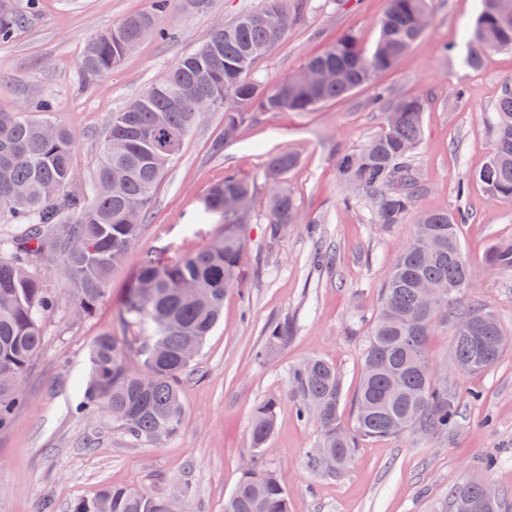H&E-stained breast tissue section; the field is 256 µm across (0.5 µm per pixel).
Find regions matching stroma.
Returning <instances> with one entry per match:
<instances>
[{"mask_svg":"<svg viewBox=\"0 0 512 512\" xmlns=\"http://www.w3.org/2000/svg\"><path fill=\"white\" fill-rule=\"evenodd\" d=\"M13 2L27 21L11 40L0 42V112L23 117L28 105L51 103V120L75 136V193L88 187L111 114L193 52L213 26L261 5L210 0L197 11L186 0H173L170 37L144 40L107 80L89 87L79 68L87 39L129 14L150 10L152 0ZM387 6L388 0H306L287 35L255 61L254 74L270 84L287 78L347 34L372 47ZM481 9V0H429L425 34L375 84L310 112L255 111L219 153L211 144L224 132V114H209L165 174L138 241L112 272L107 297L90 316L64 311L44 322L43 347L24 378L27 402L0 433V512H70L76 501L107 486L177 496L184 512H224V500L250 459L282 476L290 512H436L451 490L471 479L506 492L512 503V343L492 368L461 374L451 367V329L437 324L426 351L433 363L449 369L446 383L461 409L456 427L445 434L414 429L366 441L335 475L310 467L320 427L296 417L288 387L293 366L312 357L334 364L344 386L340 420L351 425L383 277L414 231L410 223H368L363 204L344 201L339 154L384 130V111L372 105L380 88L394 97L426 98L424 135L415 154L426 190L417 208L466 206L469 219L459 237L478 277L461 302L494 308L512 340V271L484 263L491 246L512 242V203L494 200L472 178L493 152L489 119L504 83L512 80V50L486 51L475 69L463 65L461 33ZM282 149L298 158L287 181L302 221L273 239L264 168L268 154ZM230 171L253 186L244 281L225 297L220 323L182 377L180 431L152 444L127 435L107 412L74 414L73 383L87 374L94 337L137 334L121 326L118 310L142 256L163 251L178 258L216 240L222 219L201 221L197 214L202 199ZM462 180L467 188L461 196ZM284 320L294 323V335L266 360L255 361L254 349ZM270 397L278 401L276 427L269 450L258 456L250 423L255 408Z\"/></svg>","mask_w":512,"mask_h":512,"instance_id":"stroma-1","label":"stroma"}]
</instances>
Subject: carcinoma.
I'll return each mask as SVG.
<instances>
[{"label": "carcinoma", "instance_id": "carcinoma-1", "mask_svg": "<svg viewBox=\"0 0 512 512\" xmlns=\"http://www.w3.org/2000/svg\"><path fill=\"white\" fill-rule=\"evenodd\" d=\"M170 4L154 0L152 10L131 14L90 37L80 61L83 75L105 80L143 39L166 35ZM303 7V0H262L259 9L214 27L195 51L112 113L99 163L82 194L67 192L73 179L71 131L48 119L24 120L14 112H0V215L21 226L18 235L0 239V431L25 404L22 380L43 345L42 322L66 304L88 316L106 298L111 269L137 241L163 176L206 115L224 110L223 136L212 143V151L219 153L237 139L256 109L308 112L374 83L422 35L417 17L428 11V0H388L369 51L356 36L346 35L271 87L248 76L254 61L286 36ZM266 13L282 17L281 31L262 23ZM24 23L12 0H0V40L10 39ZM463 38V63L469 68L478 67L487 50L512 48V0H483ZM426 106L420 96L388 100L384 131L339 156L340 173L355 197L368 203L371 224H402L415 209L423 185L412 155L422 139ZM492 132L493 152L476 179L491 197L512 202L511 83L502 88ZM296 163L288 150L266 161L264 176L272 188L267 224L273 237L300 211L285 182ZM252 194L248 181L227 173L203 201L204 215L224 220L219 239L176 260L144 255L120 309L122 323L142 330L143 336L134 344L113 333L94 339L80 386V411L105 408L131 436L150 442L178 432L184 412L182 376L217 326L224 297L244 280L241 228L249 211L234 210L230 202L249 200ZM461 222L459 211L417 215L413 237L387 269L363 352L352 427L340 422L343 384L334 364L310 358L309 368L298 365L289 371L296 416L316 420L321 429V441L309 456L312 468L341 472L363 441L411 429L446 432L456 424V397L429 371L426 343L436 324H451L458 370L482 372L500 358L506 340L494 311L478 302L456 307L475 275L458 237ZM47 256L55 258L67 280L64 298L36 270ZM485 262L511 271L512 244L492 246ZM293 333L292 323L276 324L255 358L263 360ZM132 355L141 359V368L132 367ZM276 410L274 398L255 410L250 437L258 454L269 447ZM175 508L176 501L164 494L112 486L74 503L72 512ZM502 509L501 499L486 484L466 481L454 488L441 512ZM224 512H290L285 483L267 470L244 473L224 500Z\"/></svg>", "mask_w": 512, "mask_h": 512}]
</instances>
